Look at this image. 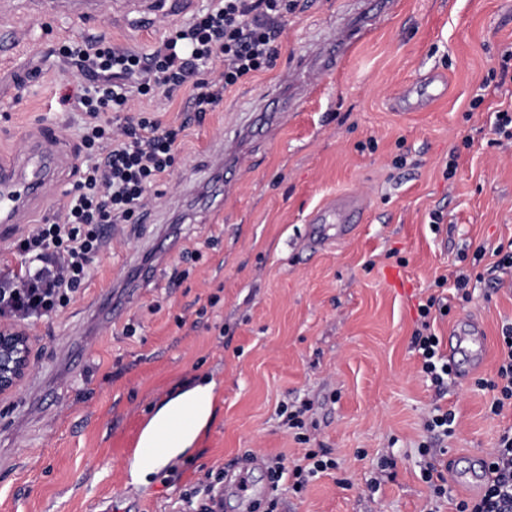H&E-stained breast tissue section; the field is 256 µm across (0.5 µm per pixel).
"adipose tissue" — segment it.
<instances>
[{"label": "adipose tissue", "instance_id": "1", "mask_svg": "<svg viewBox=\"0 0 512 512\" xmlns=\"http://www.w3.org/2000/svg\"><path fill=\"white\" fill-rule=\"evenodd\" d=\"M214 389L215 385L211 382L196 385L178 394L158 409L142 435V444L156 443L159 430L169 422L176 412H190L193 416V421L183 433L179 442L172 446L167 454L150 459H135L131 467V477L133 480H144L147 474L166 465L170 457L178 455L185 448L193 444L200 430L206 425L212 414Z\"/></svg>", "mask_w": 512, "mask_h": 512}]
</instances>
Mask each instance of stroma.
<instances>
[{
	"instance_id": "1",
	"label": "stroma",
	"mask_w": 512,
	"mask_h": 512,
	"mask_svg": "<svg viewBox=\"0 0 512 512\" xmlns=\"http://www.w3.org/2000/svg\"><path fill=\"white\" fill-rule=\"evenodd\" d=\"M207 3L184 0L151 28L112 0H100L90 21L12 0L5 21L27 28L28 45L0 61V152L19 149L45 121L76 140L81 114L61 99L82 78L59 56L63 41L103 37L145 53ZM359 9L355 0H298L273 66L191 124L148 222L103 251L63 313L30 325L35 366L0 400V512H101L103 497L112 512H176L185 490L251 456L264 461L247 472L261 502L269 466L295 469L310 449L335 469L302 493L281 490L277 512H456L458 499L481 493L470 458L488 457L512 427V411L491 413L492 394L478 385L495 378L501 329L512 322V276L490 254L512 245V144L494 134L497 111H512V73L487 79L512 46V0H396L349 47L342 70L313 73L309 91H289L281 125L261 141L244 136L256 102ZM433 73L447 81L442 98L421 111L393 109L398 93ZM231 140L226 184L205 167ZM341 193L367 199L362 221L307 248L312 214ZM435 209L443 223H430ZM161 224L174 225L178 248L157 243ZM133 258L152 262V281L125 280ZM395 266L405 291L385 279ZM460 271L470 276L466 301L435 285ZM101 291L130 298L108 322L86 308ZM431 295L451 304L433 322L440 340L466 319L485 340L482 365L444 387L422 373L412 342L418 305ZM203 378L217 384L209 424L137 485L139 497L121 496L157 407ZM303 402L299 432L279 410ZM438 408L456 425L440 439L436 465L461 482L435 501L421 447Z\"/></svg>"
}]
</instances>
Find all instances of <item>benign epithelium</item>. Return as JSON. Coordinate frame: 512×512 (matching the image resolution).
I'll list each match as a JSON object with an SVG mask.
<instances>
[{
  "label": "benign epithelium",
  "mask_w": 512,
  "mask_h": 512,
  "mask_svg": "<svg viewBox=\"0 0 512 512\" xmlns=\"http://www.w3.org/2000/svg\"><path fill=\"white\" fill-rule=\"evenodd\" d=\"M35 341L28 329L0 322V398L14 394L35 364Z\"/></svg>",
  "instance_id": "benign-epithelium-1"
}]
</instances>
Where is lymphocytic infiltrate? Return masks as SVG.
Instances as JSON below:
<instances>
[{
  "mask_svg": "<svg viewBox=\"0 0 512 512\" xmlns=\"http://www.w3.org/2000/svg\"><path fill=\"white\" fill-rule=\"evenodd\" d=\"M294 6V0H210L145 54L103 38L61 45L60 54L85 78L77 97L83 161L63 207L13 242L23 262L0 270L1 320L26 325L66 308L112 238L124 237L133 216L151 204L150 189L171 175L183 129L163 125L137 101L161 94L170 100L187 87L191 119L202 122L227 90L270 67ZM439 304L432 295L420 305L414 347L422 372L440 384L453 370L431 324ZM492 388L490 409L498 415L512 407V324L502 328ZM486 464L481 494L459 500L456 512H512V428Z\"/></svg>",
  "mask_w": 512,
  "mask_h": 512,
  "instance_id": "obj_1",
  "label": "lymphocytic infiltrate"
}]
</instances>
